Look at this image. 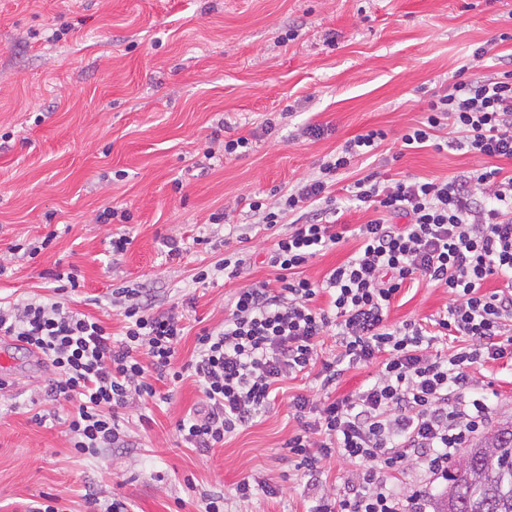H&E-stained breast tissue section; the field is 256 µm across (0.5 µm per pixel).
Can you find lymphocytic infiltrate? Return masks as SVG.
<instances>
[{
	"mask_svg": "<svg viewBox=\"0 0 512 512\" xmlns=\"http://www.w3.org/2000/svg\"><path fill=\"white\" fill-rule=\"evenodd\" d=\"M451 127L447 149L477 159L466 174L445 181L384 179L371 173L347 188L348 199L375 216L353 234L359 246L322 282L303 270L343 238L331 189L358 157L377 149L385 133L371 129L346 140L317 175L276 202H250L266 228L285 215L299 220L279 234L267 263L274 282L237 289L222 325L200 328L195 352L178 363L184 315L178 306L156 309L139 288L116 289L123 305L119 337L94 316L67 306L79 282L68 273L50 302L0 307V335L39 354L56 377L46 395L71 403L69 446L81 455L124 447L123 413L160 399L157 383L194 378L203 399L176 426L184 447L207 453L227 434L248 427L277 398L282 382L319 367L330 391L346 368L377 364L366 389L316 404L303 395L288 406L300 429L286 446L305 479L307 512H427L428 489L403 497L393 489L400 464L414 458L431 481L445 480L462 448L485 428L489 406L473 395L469 368L505 358L512 327V70L458 73L433 94L421 120L401 136L418 149ZM501 288L489 291V280ZM446 289L449 302L422 324L390 323L393 300L407 284ZM335 334L339 350L320 359L322 336ZM448 336L459 345L448 357L428 350ZM336 458L356 465L337 492L320 484V464Z\"/></svg>",
	"mask_w": 512,
	"mask_h": 512,
	"instance_id": "1",
	"label": "lymphocytic infiltrate"
}]
</instances>
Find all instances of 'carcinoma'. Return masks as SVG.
I'll return each instance as SVG.
<instances>
[{"label": "carcinoma", "mask_w": 512, "mask_h": 512, "mask_svg": "<svg viewBox=\"0 0 512 512\" xmlns=\"http://www.w3.org/2000/svg\"><path fill=\"white\" fill-rule=\"evenodd\" d=\"M435 512H512V421L465 451Z\"/></svg>", "instance_id": "obj_1"}]
</instances>
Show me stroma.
<instances>
[{
    "mask_svg": "<svg viewBox=\"0 0 512 512\" xmlns=\"http://www.w3.org/2000/svg\"><path fill=\"white\" fill-rule=\"evenodd\" d=\"M504 32L512 0H0V256L9 266L0 302L48 300L53 274L74 269L71 308L117 335L112 290L147 288L159 308L182 303L190 332L179 354L189 360L200 326L223 323L237 288L274 277L265 258L276 233L257 224L251 198L287 193L372 128L386 139L335 192L349 227L374 216L346 199V185L366 174L443 180L475 166L459 151L402 150L399 136L481 44L495 45L481 74L512 69ZM309 124L327 135L298 139ZM240 136L252 151L225 156V141ZM107 207L130 220L100 222ZM219 211L223 221L212 223ZM52 231L37 258L10 254L15 241ZM124 233L131 244L113 253ZM168 237L182 248L173 260ZM235 251L247 258L240 277L195 282L199 268ZM447 303L446 290L422 283L403 290L389 320L423 323ZM0 348L11 360L0 375L9 383L0 391V512H25L46 494L62 512H85L91 488L130 512H200L209 494L223 495L224 512H305V482L286 448L300 424L286 402L316 396V371L287 381L274 407L205 455L176 435L202 398L185 379L169 400L127 411L130 447L93 458L73 452L67 406L45 395L52 368L13 343ZM470 373L489 386V425L512 416V360ZM247 478L277 496L234 498Z\"/></svg>",
    "mask_w": 512,
    "mask_h": 512,
    "instance_id": "1",
    "label": "stroma"
}]
</instances>
